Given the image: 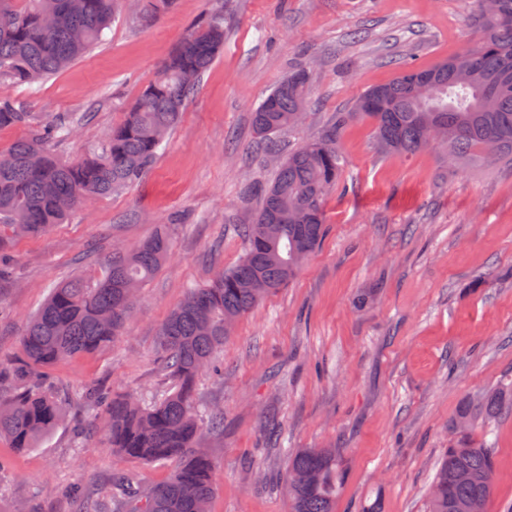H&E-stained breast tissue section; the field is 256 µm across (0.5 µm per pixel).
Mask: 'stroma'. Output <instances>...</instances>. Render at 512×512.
Segmentation results:
<instances>
[{
	"mask_svg": "<svg viewBox=\"0 0 512 512\" xmlns=\"http://www.w3.org/2000/svg\"><path fill=\"white\" fill-rule=\"evenodd\" d=\"M224 9V51L201 77L152 167L125 190L75 209L37 236L10 240L14 279L0 283V367L23 356L27 321L58 282L98 278L113 246L134 247L166 228L171 252L140 289L111 349L48 368L63 419L37 448L0 439V512H72L58 484L103 489L131 472L143 489L176 465L113 454L102 420L75 391L160 394L156 333L189 288L244 253L239 225L260 205L275 166L257 144L252 114L294 69L310 76L298 127L276 141L293 149L350 113L365 90L403 66H430L471 45L475 0H176L152 25L122 11L100 47L33 87L0 85L35 121L73 116L55 144L81 158L193 24ZM347 166L323 201L327 233L293 281L235 323L219 358L223 381L197 380L224 411L206 437L215 462L211 512H291L280 479L286 451L338 449L344 473L335 512H429L432 482L465 400L512 382V166L452 165L429 147L379 149L371 121L351 116L336 137ZM87 434L74 449L76 431ZM497 475L488 512H512V413L480 422Z\"/></svg>",
	"mask_w": 512,
	"mask_h": 512,
	"instance_id": "1",
	"label": "stroma"
}]
</instances>
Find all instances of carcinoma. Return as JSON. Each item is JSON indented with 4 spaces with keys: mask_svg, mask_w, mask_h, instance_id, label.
<instances>
[{
    "mask_svg": "<svg viewBox=\"0 0 512 512\" xmlns=\"http://www.w3.org/2000/svg\"><path fill=\"white\" fill-rule=\"evenodd\" d=\"M140 18L153 21L173 0H140ZM124 0H0V82L40 84L87 54L121 11ZM476 42L458 54L422 68L406 67L391 81L357 100L358 114L371 120L379 146L412 154L426 147L423 133L438 129L448 158H480L512 165V0H498V13L477 8ZM228 15H204L113 126L101 146L75 162L60 160L51 146L74 133L73 121H47L30 136L0 149V248L21 235H36L63 223L85 201L121 191L139 180L168 134L200 77L224 49ZM433 73L434 86L425 81ZM309 74L295 70L253 113L267 155L279 162L262 204L240 233L244 254L230 269L189 289L158 332V355L175 389L152 403L130 394L88 388L76 394L106 417L112 451L142 464L175 461L172 477L145 491L133 473L112 477L106 495L68 488L79 512H209L215 491L214 464L201 447L204 434L224 432L223 412L195 398L199 373L218 372L216 355L234 322L297 274L326 234L323 199L336 185L345 161L337 133L350 118L319 137L283 152L272 136L295 126L305 110ZM32 123L30 113L0 97V129ZM171 241L159 232L132 249H116L101 276L57 284L23 334L25 359L9 368L12 393L0 399V436L19 452L35 447L58 423L60 405L39 379L58 361L110 348L121 335L136 292L159 271ZM512 410V384L464 403L451 426L438 467L429 512H454L475 496H490L485 477L496 462L473 434L480 420ZM343 481L334 448H302L291 454L283 485L293 512H335Z\"/></svg>",
    "mask_w": 512,
    "mask_h": 512,
    "instance_id": "cac0c4a2",
    "label": "carcinoma"
}]
</instances>
